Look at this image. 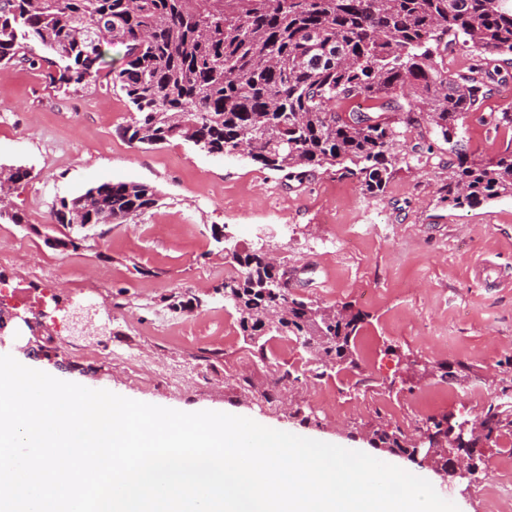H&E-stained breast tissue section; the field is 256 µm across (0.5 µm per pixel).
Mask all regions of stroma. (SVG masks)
Masks as SVG:
<instances>
[{
  "mask_svg": "<svg viewBox=\"0 0 512 512\" xmlns=\"http://www.w3.org/2000/svg\"><path fill=\"white\" fill-rule=\"evenodd\" d=\"M49 69L0 66V166L30 172L7 198L23 223L0 217V252L16 256L0 266V277L15 288L20 312L54 296H82L96 303V322L107 330L82 341L60 329L42 346L15 319L5 353L165 407H222L358 448L369 447L379 425L411 435L426 416L472 418L512 390V199L450 208L448 146L433 134L406 133L403 151L425 140L433 155L399 165L385 194L372 197L331 173L291 181L244 154L210 155L182 140L129 143L122 129L134 109L121 90L65 92L50 83ZM503 74L465 119L470 157L512 146V128L483 120L512 113V65ZM104 182L153 186L159 202L108 233L76 229V245L53 246L68 233L54 218L55 203ZM228 245L273 257L297 296L361 310L359 369L313 378L300 348L274 364L258 362L216 292ZM130 348L145 360L140 371L121 358ZM410 361L447 364L453 376L407 372ZM160 364L189 376L176 386L157 380L152 370ZM277 366L296 380L273 406L261 393ZM325 388L336 402L321 408ZM298 408L311 421L295 418ZM511 448L506 434L483 449L484 472L496 474L494 497L483 495L481 483L467 491L440 478L438 492L459 512H512V468L498 467Z\"/></svg>",
  "mask_w": 512,
  "mask_h": 512,
  "instance_id": "1",
  "label": "stroma"
}]
</instances>
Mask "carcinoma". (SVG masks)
<instances>
[{"label":"carcinoma","mask_w":512,"mask_h":512,"mask_svg":"<svg viewBox=\"0 0 512 512\" xmlns=\"http://www.w3.org/2000/svg\"><path fill=\"white\" fill-rule=\"evenodd\" d=\"M480 53L467 76L448 70V40ZM58 57L40 59L34 45ZM124 46V61L105 69V47ZM43 60L60 89L106 78L135 108L123 135L157 146L183 140L208 154L242 142L262 168L297 181L319 170L384 192L396 166L431 151H398L405 127L429 129L449 145L448 205L512 198V150L489 160L459 149L464 117L502 81L497 62L512 63V0H0V65ZM122 224L158 202L154 187L107 182L60 202L58 223L73 210L100 223L101 202ZM238 268L224 279V307L234 311L255 358L269 360L274 337L312 354L315 378L359 367L355 339L365 316L345 304L321 307L286 286L257 250L225 256ZM493 442L512 433V394L483 413ZM429 438L448 441V417L430 416ZM424 429L407 435L381 426L370 442L415 460ZM453 453L480 468L469 435Z\"/></svg>","instance_id":"carcinoma-1"}]
</instances>
